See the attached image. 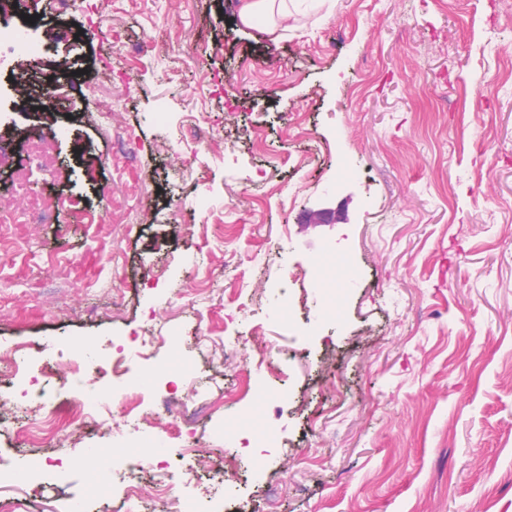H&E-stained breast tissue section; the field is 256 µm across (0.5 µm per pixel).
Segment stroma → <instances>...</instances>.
I'll use <instances>...</instances> for the list:
<instances>
[{
    "instance_id": "stroma-1",
    "label": "stroma",
    "mask_w": 512,
    "mask_h": 512,
    "mask_svg": "<svg viewBox=\"0 0 512 512\" xmlns=\"http://www.w3.org/2000/svg\"><path fill=\"white\" fill-rule=\"evenodd\" d=\"M235 2L112 0L100 30L97 0L63 18L40 0L71 104L44 112L0 71V143L51 140L63 175L34 168L30 185L88 217L13 229L0 353L27 343L55 388L74 342L164 337L130 366L156 384L129 420L173 468L240 458L207 512H512V0H324L271 34ZM93 91L124 97L130 148L80 111ZM192 115L208 134L190 145ZM322 206L340 222L302 223ZM246 375L261 391L199 412L195 387ZM70 435L1 436L0 456L48 464L0 498L61 512L89 493L87 449L105 472L143 454L105 425Z\"/></svg>"
}]
</instances>
